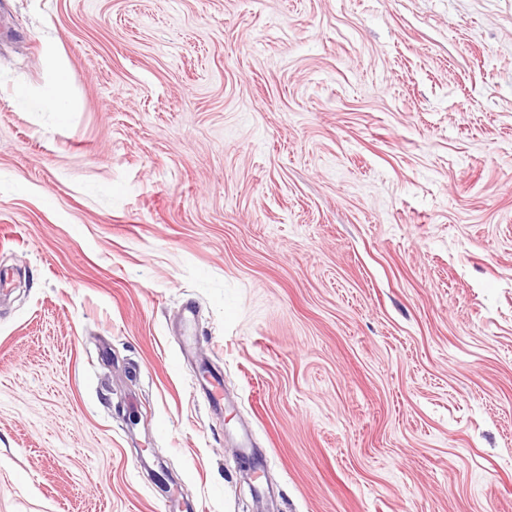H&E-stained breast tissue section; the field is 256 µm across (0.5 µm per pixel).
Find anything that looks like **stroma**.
Returning <instances> with one entry per match:
<instances>
[{
	"label": "stroma",
	"mask_w": 512,
	"mask_h": 512,
	"mask_svg": "<svg viewBox=\"0 0 512 512\" xmlns=\"http://www.w3.org/2000/svg\"><path fill=\"white\" fill-rule=\"evenodd\" d=\"M173 499L512 512V0H0V512ZM42 104L46 109L59 113L61 117L67 112V90L62 76L43 92Z\"/></svg>",
	"instance_id": "obj_1"
}]
</instances>
